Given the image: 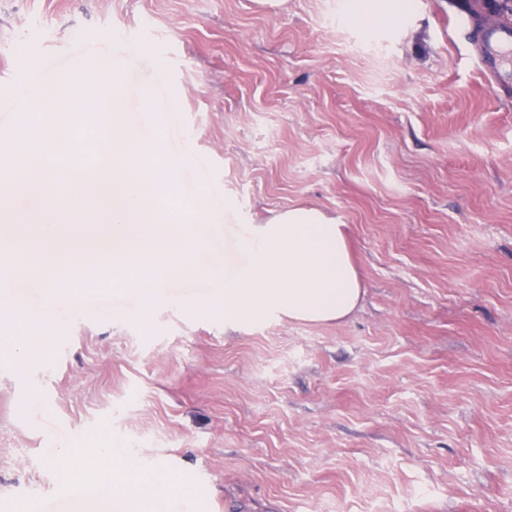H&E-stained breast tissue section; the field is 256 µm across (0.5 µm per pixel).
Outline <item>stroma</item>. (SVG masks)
Listing matches in <instances>:
<instances>
[{"instance_id":"stroma-1","label":"stroma","mask_w":512,"mask_h":512,"mask_svg":"<svg viewBox=\"0 0 512 512\" xmlns=\"http://www.w3.org/2000/svg\"><path fill=\"white\" fill-rule=\"evenodd\" d=\"M0 0V93L34 59L69 66L96 37L126 59L119 99L143 123L145 75L168 72L187 132L157 123L159 166L183 138L212 156L236 227L316 207L345 224L364 294L346 319L228 328L189 308L203 282L105 319L72 317L18 370L0 318V512L54 497L91 456L147 512H512V99L448 23L473 0ZM68 466L51 463V453Z\"/></svg>"}]
</instances>
